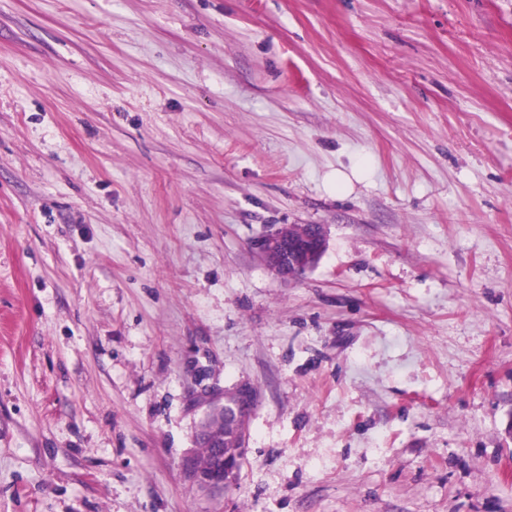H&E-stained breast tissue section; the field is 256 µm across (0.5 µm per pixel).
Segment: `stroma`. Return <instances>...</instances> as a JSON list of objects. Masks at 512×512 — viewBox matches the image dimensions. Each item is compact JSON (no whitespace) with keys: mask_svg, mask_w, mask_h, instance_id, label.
I'll return each instance as SVG.
<instances>
[{"mask_svg":"<svg viewBox=\"0 0 512 512\" xmlns=\"http://www.w3.org/2000/svg\"><path fill=\"white\" fill-rule=\"evenodd\" d=\"M511 424L512 0H0V512H512ZM311 225L313 224H291L283 225L279 229H271L254 241L253 248L267 266L278 275L287 278L296 277L313 268L320 261L326 247L324 231L321 229L309 243L292 251L288 249L282 236L290 241L301 240L308 236ZM207 413V416L202 422V428L206 430L207 439H197V444L201 448V454L198 458H193V463L186 460L183 464L184 473L197 483L202 489L212 493H224L230 490L237 482L238 475L233 481L224 484L225 474L228 476L235 474L240 470L244 458H238L235 463L227 462L224 454L230 457H236L241 454H246L247 448H242L241 433L248 434V420L252 410L244 412L238 421L237 434L233 435L232 430L224 425L222 418L210 414H220L223 418L226 417L228 421L232 420V410L224 406V400L213 402ZM224 436V442H219L214 445V465H213V448H211L212 441L221 440ZM249 436V434H248ZM207 471L200 472L197 471ZM213 465V467H212ZM212 467L211 470H209ZM209 470V471H208Z\"/></svg>","mask_w":512,"mask_h":512,"instance_id":"stroma-1","label":"stroma"}]
</instances>
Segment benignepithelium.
I'll list each match as a JSON object with an SVG mask.
<instances>
[{
  "instance_id": "1",
  "label": "benign epithelium",
  "mask_w": 512,
  "mask_h": 512,
  "mask_svg": "<svg viewBox=\"0 0 512 512\" xmlns=\"http://www.w3.org/2000/svg\"><path fill=\"white\" fill-rule=\"evenodd\" d=\"M326 239L324 232H319L307 244L289 250L279 230L271 229L258 237L253 248L269 268L282 277H296L316 266L324 254ZM243 459L231 463L225 460L224 443L214 445V465L207 472L196 470L189 460L183 464L184 473L203 489L212 493L224 492L225 474H234L240 470Z\"/></svg>"
}]
</instances>
